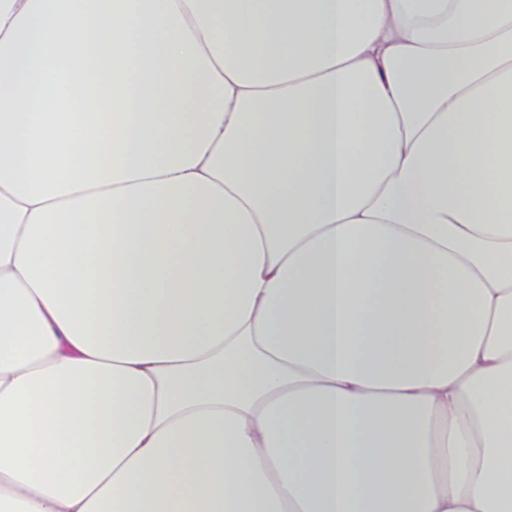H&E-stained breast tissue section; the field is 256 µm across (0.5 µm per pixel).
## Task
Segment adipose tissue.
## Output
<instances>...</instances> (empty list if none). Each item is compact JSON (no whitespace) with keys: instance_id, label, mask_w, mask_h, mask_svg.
<instances>
[{"instance_id":"obj_1","label":"adipose tissue","mask_w":512,"mask_h":512,"mask_svg":"<svg viewBox=\"0 0 512 512\" xmlns=\"http://www.w3.org/2000/svg\"><path fill=\"white\" fill-rule=\"evenodd\" d=\"M0 512H512V0H0Z\"/></svg>"}]
</instances>
